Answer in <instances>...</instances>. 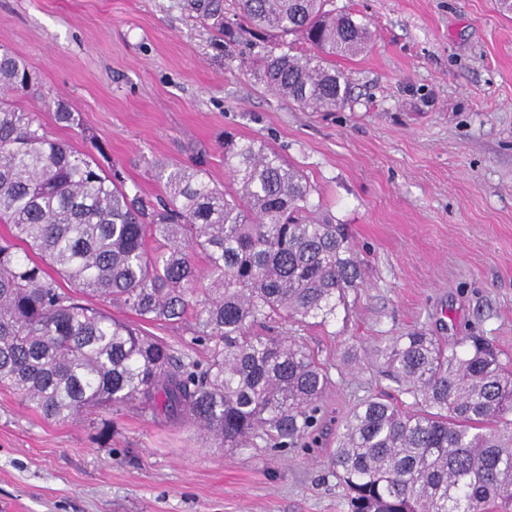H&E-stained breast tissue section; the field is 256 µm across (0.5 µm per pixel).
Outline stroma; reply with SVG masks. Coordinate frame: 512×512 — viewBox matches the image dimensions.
Masks as SVG:
<instances>
[{"mask_svg":"<svg viewBox=\"0 0 512 512\" xmlns=\"http://www.w3.org/2000/svg\"><path fill=\"white\" fill-rule=\"evenodd\" d=\"M194 0H0L13 94L49 137L86 150L151 198L160 163L227 182L225 135L265 142L346 225L361 278L327 324L279 322L329 370L313 431L275 449L218 447L129 406L77 422L0 389V512H347L328 467L336 423L390 394L374 344L411 329L487 337L512 369V14L499 0H333L373 38L336 59L350 97L313 112L253 77L278 41L228 42ZM78 112L58 124L57 101Z\"/></svg>","mask_w":512,"mask_h":512,"instance_id":"1","label":"stroma"}]
</instances>
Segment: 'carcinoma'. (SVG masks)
<instances>
[{
    "label": "carcinoma",
    "instance_id": "obj_1",
    "mask_svg": "<svg viewBox=\"0 0 512 512\" xmlns=\"http://www.w3.org/2000/svg\"><path fill=\"white\" fill-rule=\"evenodd\" d=\"M328 3L239 0L256 34L308 48L267 55L254 77L316 112L348 102V80L330 58L356 56L370 40L368 24ZM195 6L205 20L223 12L220 0ZM31 86L22 59L1 51L0 221L11 233L0 237V388L55 422L134 406L226 448L307 435L328 369L296 339L251 329L274 317H336L360 274L343 225L321 215L279 153L230 136L224 188L200 164L161 163L165 199L154 205L6 98ZM55 120L79 125L64 103ZM85 297L143 322L191 316L193 340L210 343L205 367ZM374 353L413 409L371 397L342 420L329 461L348 512H512V370L490 343L445 344L421 329Z\"/></svg>",
    "mask_w": 512,
    "mask_h": 512
}]
</instances>
